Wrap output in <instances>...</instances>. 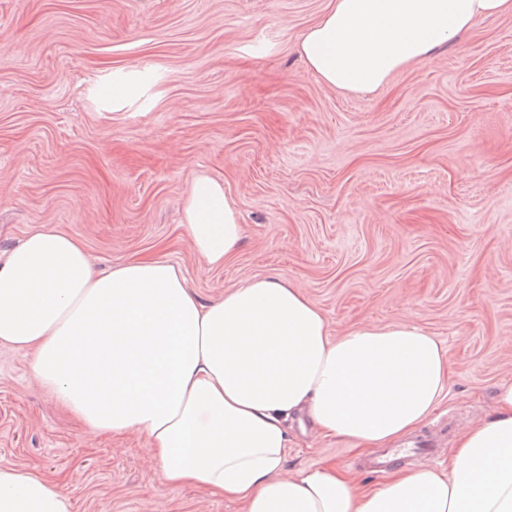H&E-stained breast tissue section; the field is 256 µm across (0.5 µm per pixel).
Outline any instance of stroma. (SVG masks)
Listing matches in <instances>:
<instances>
[{
	"mask_svg": "<svg viewBox=\"0 0 512 512\" xmlns=\"http://www.w3.org/2000/svg\"><path fill=\"white\" fill-rule=\"evenodd\" d=\"M329 0H0V254L38 228L96 270L179 267L209 303L292 282L332 334L409 322L446 351L438 458L512 379V16L480 21L370 94L297 51ZM133 93L113 106V89ZM240 216L209 265L182 222L199 174ZM287 473L360 450L289 427ZM146 436L90 428L0 344V463L57 482L72 512H239L168 484Z\"/></svg>",
	"mask_w": 512,
	"mask_h": 512,
	"instance_id": "obj_1",
	"label": "stroma"
}]
</instances>
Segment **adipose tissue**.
Masks as SVG:
<instances>
[{
	"instance_id": "adipose-tissue-1",
	"label": "adipose tissue",
	"mask_w": 512,
	"mask_h": 512,
	"mask_svg": "<svg viewBox=\"0 0 512 512\" xmlns=\"http://www.w3.org/2000/svg\"><path fill=\"white\" fill-rule=\"evenodd\" d=\"M512 0H330L299 39L324 83L373 93ZM196 253L234 254L242 228L221 181L197 176L185 205ZM34 353L35 378L102 434L137 432L171 485L242 512H512V379L468 428L448 469L398 466L376 485L333 466L284 475L287 422L378 448L414 431L451 376L441 345L406 323L331 337L294 284L255 277L202 303L164 260L96 275L76 237L30 234L0 260V344ZM0 512H71L56 484L0 464Z\"/></svg>"
}]
</instances>
